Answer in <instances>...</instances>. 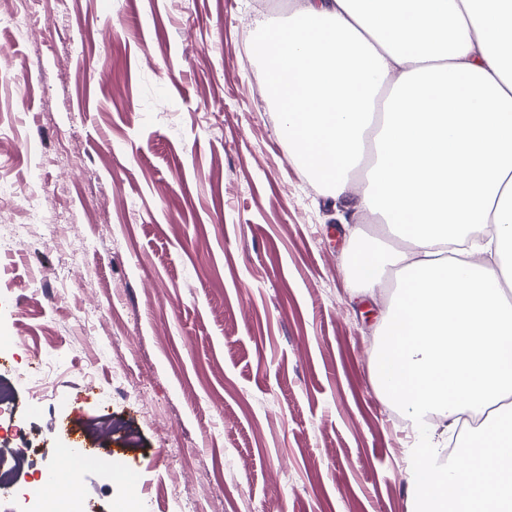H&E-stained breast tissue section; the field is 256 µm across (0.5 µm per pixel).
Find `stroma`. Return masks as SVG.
I'll return each mask as SVG.
<instances>
[{"mask_svg": "<svg viewBox=\"0 0 512 512\" xmlns=\"http://www.w3.org/2000/svg\"><path fill=\"white\" fill-rule=\"evenodd\" d=\"M301 2L27 0L0 32L31 84H0V378L37 346L61 363L50 399L14 389L41 447L17 484L77 439L113 473L83 470L75 512L131 479L135 512H409L420 438L370 370L396 270L365 292L345 263L389 241L298 164L263 92L255 46Z\"/></svg>", "mask_w": 512, "mask_h": 512, "instance_id": "obj_1", "label": "stroma"}]
</instances>
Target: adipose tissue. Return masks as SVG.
Instances as JSON below:
<instances>
[{"mask_svg": "<svg viewBox=\"0 0 512 512\" xmlns=\"http://www.w3.org/2000/svg\"><path fill=\"white\" fill-rule=\"evenodd\" d=\"M306 0L259 46L298 163L344 194L368 141L354 208L405 241L346 262L396 293L377 325L379 393L427 434L408 472L413 512H512V0ZM481 423L442 462L462 415Z\"/></svg>", "mask_w": 512, "mask_h": 512, "instance_id": "adipose-tissue-1", "label": "adipose tissue"}]
</instances>
